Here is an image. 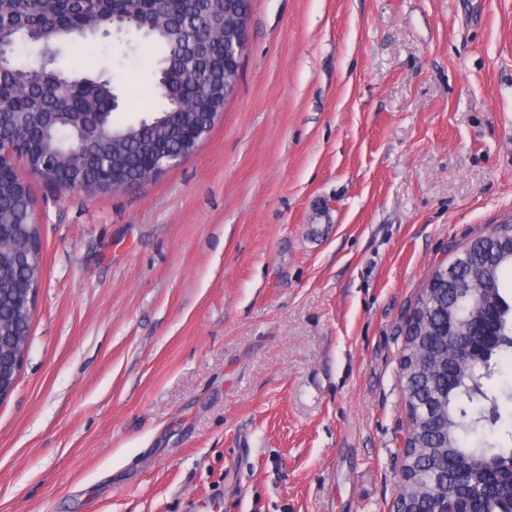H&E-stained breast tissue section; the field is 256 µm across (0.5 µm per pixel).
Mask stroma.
I'll list each match as a JSON object with an SVG mask.
<instances>
[{"label": "stroma", "mask_w": 512, "mask_h": 512, "mask_svg": "<svg viewBox=\"0 0 512 512\" xmlns=\"http://www.w3.org/2000/svg\"><path fill=\"white\" fill-rule=\"evenodd\" d=\"M118 118L143 113L155 59ZM43 274L0 401V512H395L429 277L512 218V0H251L178 166L30 176Z\"/></svg>", "instance_id": "35a3bbf8"}]
</instances>
